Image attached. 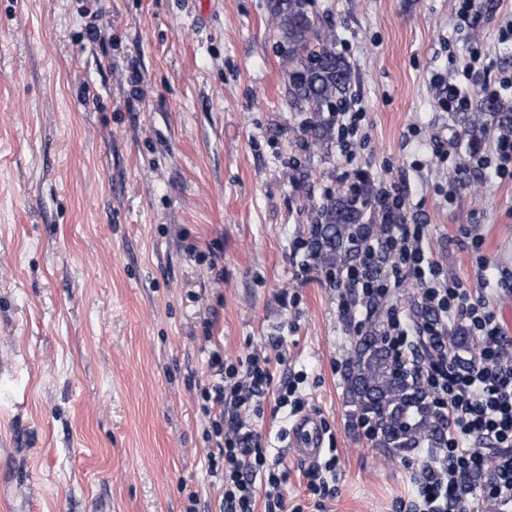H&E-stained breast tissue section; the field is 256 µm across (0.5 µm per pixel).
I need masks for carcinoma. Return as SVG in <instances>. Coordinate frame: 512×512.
<instances>
[{"label": "carcinoma", "instance_id": "cac0c4a2", "mask_svg": "<svg viewBox=\"0 0 512 512\" xmlns=\"http://www.w3.org/2000/svg\"><path fill=\"white\" fill-rule=\"evenodd\" d=\"M271 21L292 53L288 106L309 114L302 140L309 149L326 150L336 140V109L350 93V63L336 51L332 25L309 15L307 0H271ZM460 116V136L472 145L512 129V106L480 95L472 111ZM310 211L307 255L316 267L329 272L356 262L364 241L384 232L372 192L361 180L329 194ZM383 318V310L371 306L366 327L356 333L347 363V393L353 416L371 423L370 440L375 446L406 457L423 446H441L448 422L432 403L422 375L400 372L380 336Z\"/></svg>", "mask_w": 512, "mask_h": 512}]
</instances>
